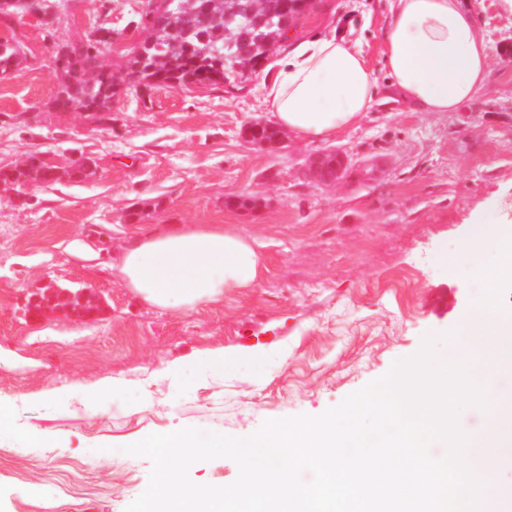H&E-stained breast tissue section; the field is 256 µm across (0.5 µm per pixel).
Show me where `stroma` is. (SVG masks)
Wrapping results in <instances>:
<instances>
[{"label":"stroma","instance_id":"1","mask_svg":"<svg viewBox=\"0 0 512 512\" xmlns=\"http://www.w3.org/2000/svg\"><path fill=\"white\" fill-rule=\"evenodd\" d=\"M140 0H62L52 19L25 12L0 36L22 34L26 64L0 74V168L46 154L90 156L82 180L32 183L18 207L0 187V512H125L154 463L111 455L173 426L244 437L268 420L316 416L414 356L425 337L448 348L478 285L455 257L475 212L512 219V16L497 0H464L486 38L484 90L456 112H416L382 99L335 138L248 141L270 120L264 69L237 86L130 89L125 62L145 32ZM389 0H315L290 45L336 30L386 82ZM106 25L100 59L117 93L94 122L56 109L57 45ZM353 167L316 184L317 152ZM234 197L254 199L250 208ZM169 224H230L262 245L257 287L192 311L149 306L110 267L124 240ZM102 253L88 261L71 245ZM84 291L91 314L23 315L43 278ZM239 356L238 373L187 388L160 370L206 351ZM123 388L102 393L106 383ZM74 386L63 398L59 391ZM100 392L96 411L82 400Z\"/></svg>","mask_w":512,"mask_h":512}]
</instances>
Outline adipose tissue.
I'll list each match as a JSON object with an SVG mask.
<instances>
[{"label": "adipose tissue", "instance_id": "ef3b65f1", "mask_svg": "<svg viewBox=\"0 0 512 512\" xmlns=\"http://www.w3.org/2000/svg\"><path fill=\"white\" fill-rule=\"evenodd\" d=\"M389 92L420 112H454L485 88L486 41L462 0H391L384 31ZM263 101L277 125L308 141H322L356 124L375 103V77L358 45L321 33L277 56ZM265 269L256 240L221 224H182L137 235L122 250L117 270L147 304L191 311L226 292L257 287ZM240 359L209 351L188 370L166 376H232Z\"/></svg>", "mask_w": 512, "mask_h": 512}]
</instances>
